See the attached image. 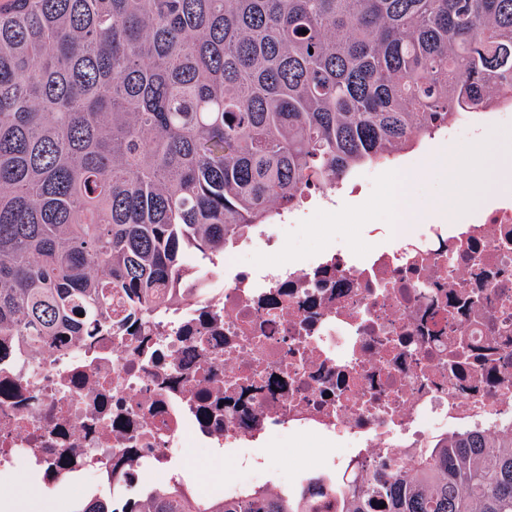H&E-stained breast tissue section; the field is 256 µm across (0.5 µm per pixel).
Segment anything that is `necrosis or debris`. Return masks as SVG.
I'll return each mask as SVG.
<instances>
[{
	"instance_id": "obj_1",
	"label": "necrosis or debris",
	"mask_w": 512,
	"mask_h": 512,
	"mask_svg": "<svg viewBox=\"0 0 512 512\" xmlns=\"http://www.w3.org/2000/svg\"><path fill=\"white\" fill-rule=\"evenodd\" d=\"M375 178L362 170L279 210L225 252L223 273L181 280L140 335L0 353V475L60 468L87 492L139 499L153 472L183 487L220 452L237 467L210 497L229 501L308 481L257 445L327 440L341 448L323 470L336 499L316 506L334 512L382 462L410 473L437 437L512 424V192L360 259L335 246L251 262Z\"/></svg>"
}]
</instances>
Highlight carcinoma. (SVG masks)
<instances>
[{
	"instance_id": "obj_1",
	"label": "carcinoma",
	"mask_w": 512,
	"mask_h": 512,
	"mask_svg": "<svg viewBox=\"0 0 512 512\" xmlns=\"http://www.w3.org/2000/svg\"><path fill=\"white\" fill-rule=\"evenodd\" d=\"M505 104L512 0H3L0 340L120 335L188 254L212 262L272 203ZM421 465L372 474L345 512H512V426L452 431ZM325 494L315 477L192 508L155 488L75 512H300Z\"/></svg>"
}]
</instances>
